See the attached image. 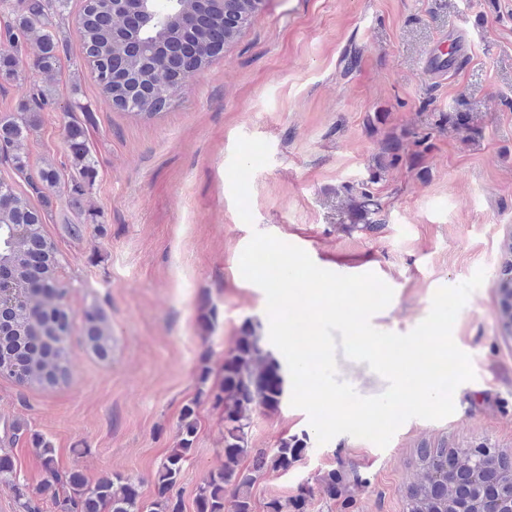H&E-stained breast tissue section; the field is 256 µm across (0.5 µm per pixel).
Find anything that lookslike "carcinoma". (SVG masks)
<instances>
[{
	"label": "carcinoma",
	"mask_w": 512,
	"mask_h": 512,
	"mask_svg": "<svg viewBox=\"0 0 512 512\" xmlns=\"http://www.w3.org/2000/svg\"><path fill=\"white\" fill-rule=\"evenodd\" d=\"M67 0H33L20 16L9 36L10 50L0 52V73H17L19 55L24 44L35 49L34 63L49 73L58 61L59 42L50 29L49 16L64 8ZM178 8L194 13L204 23L203 32L189 31L172 21L150 38L153 53L147 56L134 44L115 39L113 31L122 20L112 11L84 5L82 24L83 50L86 61L100 94L108 105L123 109L130 100L140 113L156 114L165 109L175 87L187 73L204 68L217 53L203 40V35L221 34L226 41L240 32L242 22L254 13L252 0H179ZM432 126L467 130L470 117L464 112H435ZM28 121L23 118L0 120V145L16 150L10 157L13 167L24 171L26 158L19 153L25 138ZM69 147L74 165L84 172L95 167L82 131L69 125ZM400 139L384 142L376 170L368 181L357 186H341V213L351 229L374 232L385 224L383 203L373 191V185L382 172L403 161ZM58 173L53 168L40 172V183L28 182L33 193L40 196L44 187H54ZM45 214L31 201L29 194L0 180V273L12 284L10 291L0 299V375L14 378L22 384L54 387L68 375L67 336L73 321L63 297L65 289L56 287L58 251L45 235ZM42 280L55 289V295L45 299L30 293L28 283ZM85 331L92 349L105 356L111 349L112 334L105 317L93 309L85 313ZM286 376L281 362L264 349L256 329L245 326L235 347L224 359V386L216 398L224 402V467L211 475L198 488L197 512H253L252 488L260 472L266 467L286 470L307 446V434L280 441L273 455L263 452L251 454L248 434L251 414L257 407L275 408L280 405L285 391ZM180 447L165 457L156 480V499L149 512H182L179 498L173 495L197 433L195 408L185 406L182 413ZM41 465L48 474L45 489H54L53 495L64 492V512H143L136 485L119 475L86 481L79 473L61 474L56 467L54 449L37 440ZM253 456L250 466L242 461ZM419 462L425 480L409 494L408 512H448V497L461 500L466 491L458 486L448 491L445 466H460L446 448H427L420 451ZM237 489L231 505L224 501V485ZM0 485L12 490L18 512H40L33 494L17 479L11 457L0 454ZM300 496L290 499H272L266 503L267 512H297Z\"/></svg>",
	"instance_id": "obj_1"
}]
</instances>
